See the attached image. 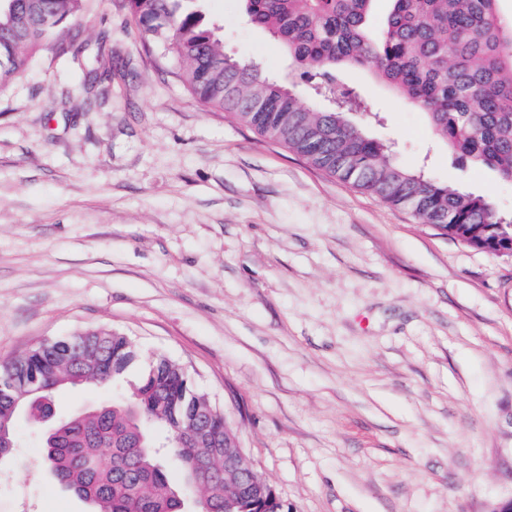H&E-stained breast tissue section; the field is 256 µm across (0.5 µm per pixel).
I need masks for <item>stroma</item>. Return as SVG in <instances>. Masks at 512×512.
Here are the masks:
<instances>
[{
  "label": "stroma",
  "instance_id": "1",
  "mask_svg": "<svg viewBox=\"0 0 512 512\" xmlns=\"http://www.w3.org/2000/svg\"><path fill=\"white\" fill-rule=\"evenodd\" d=\"M227 56L294 78L240 0H200ZM79 36L80 52L57 56ZM107 36L109 52L90 59ZM97 68L105 82L86 80ZM123 0H89L0 90V360L108 329L182 364L288 512H498L512 501V257L422 224L194 100ZM352 119L394 158L512 213L367 68ZM62 391L63 415L110 402ZM0 512H88L19 425Z\"/></svg>",
  "mask_w": 512,
  "mask_h": 512
}]
</instances>
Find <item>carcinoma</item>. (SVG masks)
Masks as SVG:
<instances>
[{
    "instance_id": "obj_1",
    "label": "carcinoma",
    "mask_w": 512,
    "mask_h": 512,
    "mask_svg": "<svg viewBox=\"0 0 512 512\" xmlns=\"http://www.w3.org/2000/svg\"><path fill=\"white\" fill-rule=\"evenodd\" d=\"M86 0H0V85L23 71L27 50L84 8ZM251 25L268 31L291 67L343 104L302 106L291 86L271 80L260 66L224 55L222 43L188 0H126L147 40L183 65L191 95L258 135L284 145L339 180L409 211L460 238L463 224H511L482 196L464 194L391 157L388 147L354 125L344 105L355 94L336 72L371 67L426 114L435 134L460 158L512 181V18L501 0H388L370 33L374 0H242ZM139 359L118 332L88 330L40 343L0 361V460L15 456V424H46L44 400L65 387L123 381ZM195 403L214 410L212 435L203 437L189 415ZM165 429V442L152 433ZM224 449V412L198 392L187 371L164 355L143 369L129 395L78 412L43 434L42 458L53 480L92 512H179L182 495L169 477L177 467L186 487L212 512H288L274 495L255 496L240 470L220 480L199 479L196 461Z\"/></svg>"
}]
</instances>
